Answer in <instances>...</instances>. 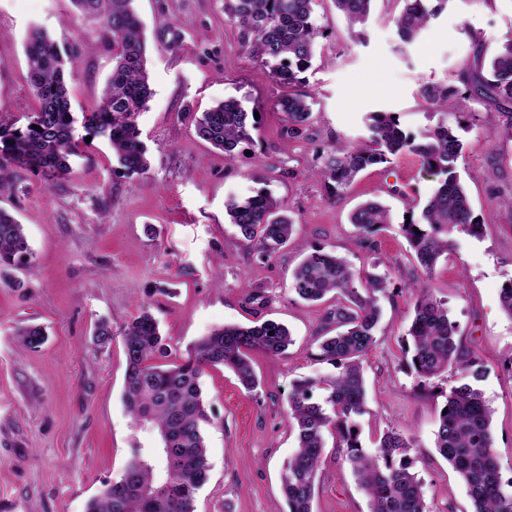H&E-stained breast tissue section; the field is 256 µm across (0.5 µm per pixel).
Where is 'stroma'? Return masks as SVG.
I'll use <instances>...</instances> for the list:
<instances>
[{
  "label": "stroma",
  "instance_id": "1",
  "mask_svg": "<svg viewBox=\"0 0 512 512\" xmlns=\"http://www.w3.org/2000/svg\"><path fill=\"white\" fill-rule=\"evenodd\" d=\"M403 0H375L364 40H356L334 0H316L314 19L325 35L304 74L315 122L307 138L280 136L279 101L288 88L241 50L224 15V0H134L150 47L155 95L136 123L147 149V174L116 169L112 149L96 139L81 145L70 174L46 180L15 169L0 189V208L23 225L34 251L31 268L14 271L24 287L0 286V512H86L88 501L119 477L130 448H153L156 436L136 427L122 401L126 356L120 338L141 303H149L168 344V363L223 324L284 322L294 343L286 357L253 353L260 381L246 393L224 367L205 369L202 390L211 425L205 436L210 464L195 499L196 512H288L282 467L296 446L286 398L303 376L334 374L318 361L317 332L325 304L290 289L300 248L324 245L354 268L377 263L390 273L396 296L382 299L376 343L364 360L366 412L361 441L373 448L379 433L414 435L409 452L434 512H468L464 483L436 451L434 431L445 396L463 383L449 370L420 384L407 365L406 332L414 301L403 292L414 270L400 235L412 203L433 194L435 177L410 156L361 172L336 200L311 174L317 149L335 136L365 132L371 112H394L405 130L435 125L420 96L424 84L458 83L473 70L476 46L486 54L512 35V0H448L413 44L394 25ZM45 28L73 51L69 83L75 112L98 104L112 71V39L101 23L70 0H0V125L22 126L37 107L28 78L24 37ZM177 49H168V42ZM233 97L257 108L261 136L250 155L227 160L195 133L197 116ZM452 126L468 124L458 171L479 234H457V251L440 262L428 285L447 302L464 348L483 367L479 383L493 409V451L503 478H512V318L499 292L512 278V105L494 107L473 95L464 111L448 113ZM265 188L294 218V244L259 260L249 254L224 209L228 197ZM386 205L392 224L375 250L360 247L349 222L361 202ZM263 290L264 305L251 303ZM114 334L95 350L99 321ZM39 325L46 342L19 351L17 329ZM315 512H370L369 498L334 447H326Z\"/></svg>",
  "mask_w": 512,
  "mask_h": 512
}]
</instances>
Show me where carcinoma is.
I'll return each mask as SVG.
<instances>
[{"mask_svg":"<svg viewBox=\"0 0 512 512\" xmlns=\"http://www.w3.org/2000/svg\"><path fill=\"white\" fill-rule=\"evenodd\" d=\"M133 0H71L87 18L97 20L112 37V72L101 99L90 112H72L66 62L57 42L38 26L25 38L30 85L38 106L20 128L0 127V188L9 184L13 169H27L46 180L71 173V157L86 138H104L112 145L117 168L125 175L148 171L146 150L135 121L154 95L147 68V44ZM315 0H224V14L238 30L239 46L269 73L293 91L280 102L284 115L281 138L297 140L309 130L311 94L305 73L315 55L316 39L324 34L313 20ZM355 35L362 36L373 0H334ZM395 23L400 39L415 42L447 0H403ZM490 78L463 74L461 83L486 90L512 103V38L493 56ZM422 98L441 115L438 122L417 133L405 131L390 112L366 116L367 136L352 143L338 137L317 155L315 174L331 196L350 187L365 169L391 163L407 152L437 177V188L419 215L400 225L411 256L424 276H431L440 260L448 259L452 235L471 230L478 221L460 181L457 163L463 152L458 129L448 125V108H465V92L448 84H425ZM37 128H32V125ZM197 135L234 160L259 137V120L235 98H227L196 119ZM225 214L246 246L265 260L288 246L294 220L286 206L264 190L247 197L230 196ZM350 223L368 249L392 223L389 210L366 201L352 212ZM419 232H414V229ZM290 289L308 302L334 294L326 311L324 335L319 337V360L337 373L293 381L286 399L288 423L296 432V447L284 463L281 486L289 512H314L317 479L326 448V435L336 437L344 461L370 500L371 512H431L423 479L412 471L408 452L414 439L391 428L380 433L371 451L360 442L357 418L366 412L363 360L375 343L381 318L380 298L389 297L387 274L355 270L336 251L314 245L302 248ZM33 251L23 225L0 209V282L11 288L24 283L11 271L28 268ZM415 297L414 316L407 330L408 365L422 383L450 368L467 374L469 381L450 389L435 431V448L467 488L471 512H512V481L503 483L493 454V412L476 382L482 378L477 358L463 351L458 327L447 302L434 297L417 281L407 285ZM23 350H36L46 341L39 325L16 332ZM110 325L101 321L93 343L112 341ZM126 356L123 402L137 427H148L160 441L158 448L136 446L119 478L103 485L86 512H195L197 491L206 483L210 466L203 433L210 423L200 379L208 367L223 366L249 393L259 387L250 353L270 358L287 354L292 334L272 319L251 326L224 324L200 337L179 364H158L167 353L159 323L150 306H141L123 329Z\"/></svg>","mask_w":512,"mask_h":512,"instance_id":"carcinoma-1","label":"carcinoma"}]
</instances>
